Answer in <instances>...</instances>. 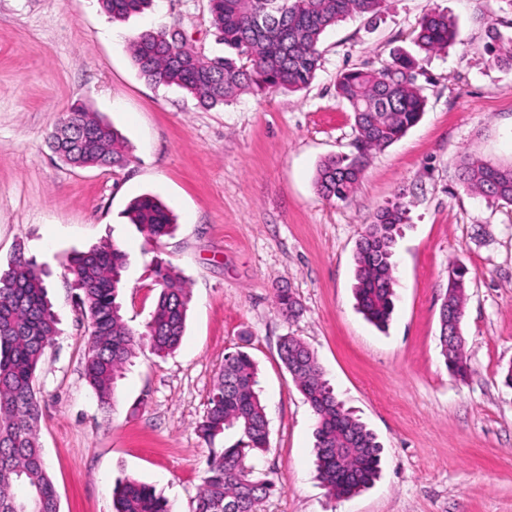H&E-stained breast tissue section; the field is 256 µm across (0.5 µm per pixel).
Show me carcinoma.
I'll use <instances>...</instances> for the list:
<instances>
[{"mask_svg":"<svg viewBox=\"0 0 512 512\" xmlns=\"http://www.w3.org/2000/svg\"><path fill=\"white\" fill-rule=\"evenodd\" d=\"M151 0H99L114 21L141 12ZM384 0H209L211 26L227 52L208 57L175 39L166 29L147 30L130 40L133 61L151 85H176L203 107L235 99L246 90L306 88L321 64L325 32L347 18L377 14ZM458 37L456 21L429 10L414 30L416 51L446 50ZM495 64L512 68V36L489 28ZM419 60L398 50L379 69L354 68L336 81V94L350 107L356 132L355 152L323 160L314 185L327 200L348 199L357 188L368 159L400 140L424 112L426 98L417 84ZM52 152L74 167L122 170L130 152L122 135L84 105L71 107L48 136ZM459 180L469 192L512 205V166H499L465 155ZM407 205L398 201L377 211L365 227L355 252L357 306L379 329L388 325L396 298L394 248ZM128 218L150 239L172 234L173 218L157 199L133 200ZM127 255L104 243L74 253L63 265L78 290L79 309L90 332L84 354V377L102 405L109 404L116 380L136 352L147 347L158 356L181 342L190 294L184 277L162 263L154 270L159 288L156 306L144 329L125 321L121 302L122 272ZM467 269L448 263V287L440 318L441 355L448 372L465 378L462 323L467 301ZM47 272L16 251L0 272V512H60L56 486L48 472L38 429L43 415L35 387L38 364L57 334L48 299ZM280 312H298L288 290L276 295ZM280 360L316 417L317 476L333 497H346L371 485L380 473L382 445L374 432L338 401L314 352L294 336L278 345ZM236 429L241 447L216 448L215 439ZM196 433L213 446L206 476L192 512H256V505L275 490L269 479L255 475L247 459L268 450L269 427L259 393L258 369L250 354L236 350L224 357L207 412ZM112 512H171L169 502L151 486L116 482Z\"/></svg>","mask_w":512,"mask_h":512,"instance_id":"obj_1","label":"carcinoma"}]
</instances>
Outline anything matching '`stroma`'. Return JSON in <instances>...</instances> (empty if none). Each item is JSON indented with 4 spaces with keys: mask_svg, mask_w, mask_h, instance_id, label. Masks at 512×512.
<instances>
[{
    "mask_svg": "<svg viewBox=\"0 0 512 512\" xmlns=\"http://www.w3.org/2000/svg\"><path fill=\"white\" fill-rule=\"evenodd\" d=\"M459 37L422 63L419 123L370 158L353 195L328 202L314 188L321 160L353 150L356 136L336 79L386 64L410 48L429 9ZM178 27L206 55L223 44L208 0H153L112 21L98 0H0V267L24 250L50 272L59 334L37 369L39 442L60 512H112L123 478L154 487L174 512H191L210 447L196 433L228 352L256 361L269 449L255 462L277 492L257 512H512V205L466 192L463 154L512 164V70L497 66L489 28L512 34V0H386L323 36L321 66L305 89L247 91L211 109L177 86L139 74L130 38ZM126 138L117 173L63 164L48 135L74 103ZM160 199L175 218L148 240L126 214L136 197ZM405 199L395 247L397 300L386 331L357 311L356 242L376 211ZM118 244L128 264L124 316L143 329L154 308L156 263L187 280L191 302L178 348L138 351L102 407L84 378L86 321L61 265L73 251ZM471 278L463 320L465 379L440 353L439 312L448 263ZM299 303L275 306L277 289ZM315 353L345 407L383 446L375 483L330 498L316 478L315 416L278 356L282 336Z\"/></svg>",
    "mask_w": 512,
    "mask_h": 512,
    "instance_id": "stroma-1",
    "label": "stroma"
}]
</instances>
